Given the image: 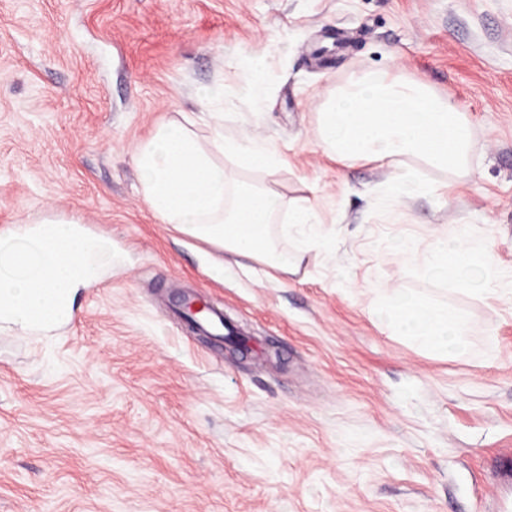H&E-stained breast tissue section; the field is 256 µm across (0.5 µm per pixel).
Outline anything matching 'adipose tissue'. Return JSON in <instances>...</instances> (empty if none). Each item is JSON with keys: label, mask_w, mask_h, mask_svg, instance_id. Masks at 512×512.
Here are the masks:
<instances>
[{"label": "adipose tissue", "mask_w": 512, "mask_h": 512, "mask_svg": "<svg viewBox=\"0 0 512 512\" xmlns=\"http://www.w3.org/2000/svg\"><path fill=\"white\" fill-rule=\"evenodd\" d=\"M35 242L32 249L9 250L7 270L0 273V321L22 333L49 329L69 318L77 291L92 287L99 279L91 261L97 243L69 219L48 217L46 225L37 229ZM426 262L452 278L466 265L479 262L486 267L489 282L503 279L487 243L457 228L449 238L437 240ZM383 313L389 326L404 329L431 350L460 347L469 330L461 311L410 302L399 295L388 299Z\"/></svg>", "instance_id": "ef3b65f1"}]
</instances>
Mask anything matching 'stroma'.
<instances>
[{
    "label": "stroma",
    "instance_id": "1",
    "mask_svg": "<svg viewBox=\"0 0 512 512\" xmlns=\"http://www.w3.org/2000/svg\"><path fill=\"white\" fill-rule=\"evenodd\" d=\"M387 69L465 113L475 176L377 214L382 170L327 155L315 104ZM184 112L264 135L281 165L242 178L316 204L335 253L289 275L156 218L134 150ZM52 215L111 255L68 322L0 329V512H512V297L407 253L458 227L512 271V0H0V235ZM395 293L460 309L465 348L393 331Z\"/></svg>",
    "mask_w": 512,
    "mask_h": 512
}]
</instances>
